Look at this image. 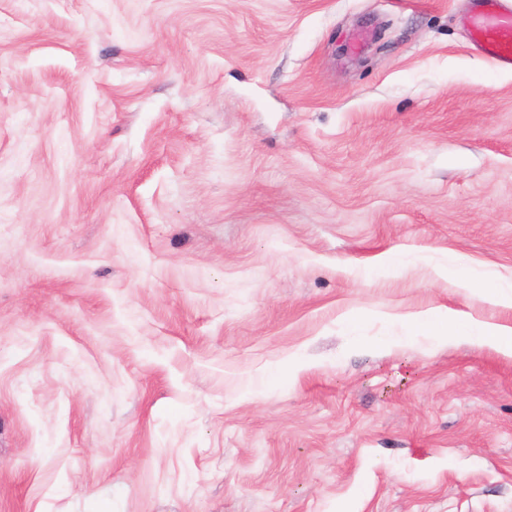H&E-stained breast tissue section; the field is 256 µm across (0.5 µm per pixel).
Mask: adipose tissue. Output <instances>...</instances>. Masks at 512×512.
Returning a JSON list of instances; mask_svg holds the SVG:
<instances>
[{
    "label": "adipose tissue",
    "mask_w": 512,
    "mask_h": 512,
    "mask_svg": "<svg viewBox=\"0 0 512 512\" xmlns=\"http://www.w3.org/2000/svg\"><path fill=\"white\" fill-rule=\"evenodd\" d=\"M408 338L423 336L433 342L450 341L463 336L469 341L492 347L512 356V326L476 321L449 312L447 317L437 318L429 315L415 318L407 328Z\"/></svg>",
    "instance_id": "ef3b65f1"
}]
</instances>
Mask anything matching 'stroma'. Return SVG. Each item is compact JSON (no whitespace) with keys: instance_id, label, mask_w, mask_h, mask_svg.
I'll use <instances>...</instances> for the list:
<instances>
[{"instance_id":"1","label":"stroma","mask_w":512,"mask_h":512,"mask_svg":"<svg viewBox=\"0 0 512 512\" xmlns=\"http://www.w3.org/2000/svg\"><path fill=\"white\" fill-rule=\"evenodd\" d=\"M475 4L0 0V512H512ZM417 336L431 339L433 343L450 341L455 336L466 338L482 346L492 347L506 355L512 356V326L476 321L461 317L458 313L448 310L444 318L429 315L415 318L409 323L404 340Z\"/></svg>"}]
</instances>
